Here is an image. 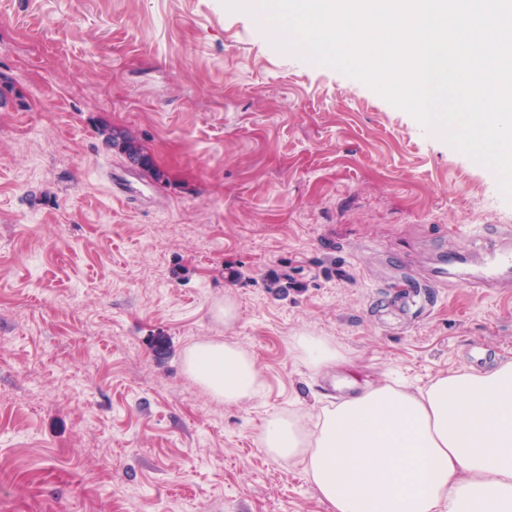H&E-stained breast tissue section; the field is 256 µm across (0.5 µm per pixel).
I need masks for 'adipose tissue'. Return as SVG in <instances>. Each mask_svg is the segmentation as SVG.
Wrapping results in <instances>:
<instances>
[{"instance_id":"obj_1","label":"adipose tissue","mask_w":512,"mask_h":512,"mask_svg":"<svg viewBox=\"0 0 512 512\" xmlns=\"http://www.w3.org/2000/svg\"><path fill=\"white\" fill-rule=\"evenodd\" d=\"M292 347L313 371L340 359L319 336L293 337ZM185 368L228 406L264 387L254 359L231 343L192 346ZM261 445L301 465L328 512H512V361L418 391L380 381L324 408L311 436L271 415Z\"/></svg>"}]
</instances>
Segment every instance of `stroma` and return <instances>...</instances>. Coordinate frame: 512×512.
<instances>
[{
  "label": "stroma",
  "mask_w": 512,
  "mask_h": 512,
  "mask_svg": "<svg viewBox=\"0 0 512 512\" xmlns=\"http://www.w3.org/2000/svg\"><path fill=\"white\" fill-rule=\"evenodd\" d=\"M509 226L490 168L224 0H0V512H327L266 419L512 361V272L467 288L464 243ZM208 340L259 397L190 379ZM119 138L123 140L122 152L125 153L129 159L133 158L135 160H141L143 167L146 169L152 168L147 153L144 151L143 147L140 145L136 138L124 132H113L112 143L114 146L118 145ZM292 347L298 359L313 371L336 364L341 358L336 349L320 336L307 334L293 336ZM185 368L206 393L227 406L252 400L264 387L254 359L231 343L209 341L192 346L185 355Z\"/></svg>",
  "instance_id": "obj_1"
}]
</instances>
